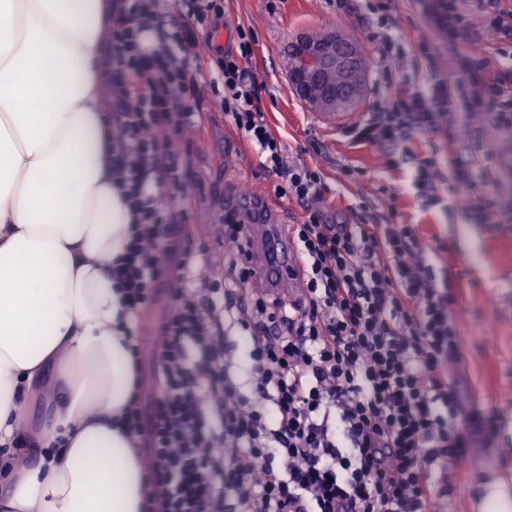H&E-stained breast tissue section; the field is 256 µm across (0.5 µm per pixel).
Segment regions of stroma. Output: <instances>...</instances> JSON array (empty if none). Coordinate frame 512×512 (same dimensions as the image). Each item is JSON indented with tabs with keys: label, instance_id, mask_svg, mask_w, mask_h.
<instances>
[{
	"label": "stroma",
	"instance_id": "1",
	"mask_svg": "<svg viewBox=\"0 0 512 512\" xmlns=\"http://www.w3.org/2000/svg\"><path fill=\"white\" fill-rule=\"evenodd\" d=\"M224 33L216 45L234 47L237 27L257 35L248 66L257 88L256 104L285 145L288 161L317 168L327 188L325 207L341 224H415L438 250L432 264L437 277H449L458 297L455 310L461 353L448 365V385L462 407L476 404L497 417V428L469 449L463 465L448 464L447 512H476L491 478L512 474V127L496 124L491 114L470 126L460 124L417 133L395 145L355 138L353 129L368 112L387 106L396 88L427 93L448 78V66L480 48L490 71H499L503 41L483 21L482 0H466L473 33L448 46L428 21L425 0H226ZM335 28L353 36L369 53L363 97L348 117L322 120L288 88L284 48L298 31ZM396 40V87L377 81L382 44L378 32ZM200 115L185 135L179 177L188 185L186 199L169 208L187 221L177 228L188 242L198 268L223 264L218 236L224 209L236 204L248 224L299 223L295 200L275 198L271 181L251 152L232 153L233 121L214 103L207 76H199ZM434 159L431 185H416L422 162ZM462 160L485 184L486 222L465 211L462 189L453 179ZM134 340L140 351L145 398H152L161 372V348L148 329L168 313L167 276L152 285Z\"/></svg>",
	"mask_w": 512,
	"mask_h": 512
}]
</instances>
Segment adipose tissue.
<instances>
[{
  "instance_id": "ef3b65f1",
  "label": "adipose tissue",
  "mask_w": 512,
  "mask_h": 512,
  "mask_svg": "<svg viewBox=\"0 0 512 512\" xmlns=\"http://www.w3.org/2000/svg\"><path fill=\"white\" fill-rule=\"evenodd\" d=\"M111 2L0 0V512L143 509L121 424L138 372L112 274L133 217L100 75Z\"/></svg>"
}]
</instances>
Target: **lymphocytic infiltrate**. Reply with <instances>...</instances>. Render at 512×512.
Listing matches in <instances>:
<instances>
[{
	"instance_id": "lymphocytic-infiltrate-1",
	"label": "lymphocytic infiltrate",
	"mask_w": 512,
	"mask_h": 512,
	"mask_svg": "<svg viewBox=\"0 0 512 512\" xmlns=\"http://www.w3.org/2000/svg\"><path fill=\"white\" fill-rule=\"evenodd\" d=\"M189 24L166 40L168 60L146 35L160 0H112L110 50L102 75L112 101L113 176L136 219L113 267L128 306L140 312L163 256H176L171 310L160 324L164 388L143 415L139 400L124 425L147 435L144 512H431L447 496L438 481L448 459L465 460L494 419L464 410L448 391L458 353L456 296L437 278L434 250L410 224H336L322 206L319 172L287 163L285 146L253 104L246 65L256 43L237 28V45L215 47L224 87L218 105L278 197L301 204L288 225L301 263L300 293L257 294L250 227L224 211V304L201 291L190 256L171 241L178 213L158 188L179 189L173 139L198 116L196 47L224 25V0H183ZM460 82L472 97L458 120L490 111L503 95L479 53ZM452 101L447 85L404 92L354 134L394 142L410 129L435 130ZM247 335L250 366L235 373L226 330Z\"/></svg>"
}]
</instances>
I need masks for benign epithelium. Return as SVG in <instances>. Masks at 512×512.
Here are the masks:
<instances>
[{
    "label": "benign epithelium",
    "mask_w": 512,
    "mask_h": 512,
    "mask_svg": "<svg viewBox=\"0 0 512 512\" xmlns=\"http://www.w3.org/2000/svg\"><path fill=\"white\" fill-rule=\"evenodd\" d=\"M357 53V43L336 29L321 32L317 40L295 34L285 49L289 90L318 112L352 107L364 90V84L348 81Z\"/></svg>",
    "instance_id": "obj_1"
}]
</instances>
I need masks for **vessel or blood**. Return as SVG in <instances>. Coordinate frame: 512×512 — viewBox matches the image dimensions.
Returning <instances> with one entry per match:
<instances>
[{"label": "vessel or blood", "mask_w": 512, "mask_h": 512, "mask_svg": "<svg viewBox=\"0 0 512 512\" xmlns=\"http://www.w3.org/2000/svg\"><path fill=\"white\" fill-rule=\"evenodd\" d=\"M263 258V282L267 291L286 294L292 292L300 266L298 253L280 226L269 224L259 243Z\"/></svg>", "instance_id": "vessel-or-blood-1"}]
</instances>
